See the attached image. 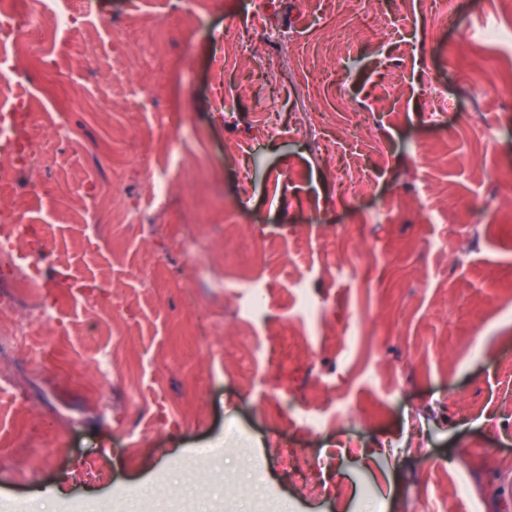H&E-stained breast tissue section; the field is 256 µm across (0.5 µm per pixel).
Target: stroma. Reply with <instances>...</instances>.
Returning <instances> with one entry per match:
<instances>
[{"label": "stroma", "mask_w": 512, "mask_h": 512, "mask_svg": "<svg viewBox=\"0 0 512 512\" xmlns=\"http://www.w3.org/2000/svg\"><path fill=\"white\" fill-rule=\"evenodd\" d=\"M184 2L54 0L53 10L95 31L97 51L48 77L31 58L30 78L13 84L45 129L26 221L43 226L46 246L79 275L61 299L78 332L57 345L55 367L29 351L25 409L0 385V512H502L498 487L512 479V208L486 228L473 226L470 210L512 193V47L486 37L512 26V14L501 0H454L443 27L433 0H383L374 42L323 78L312 62L317 34L339 21V0H269V25L300 35L274 69L224 56L227 26L249 35L252 0H204L191 27ZM138 16L165 25L159 57L141 54ZM473 59L502 78L498 95L474 98L463 77ZM333 77L343 102L328 91ZM104 100L111 110L96 111ZM314 112L333 119L316 136L299 134ZM360 112L374 116L371 138L343 140L340 128ZM60 123L95 154L59 141ZM165 132L176 150L151 157ZM234 141L246 152L225 159ZM359 156L378 171L348 206L330 164ZM147 157L156 180L173 186L159 211L142 179ZM492 167L504 173L495 185ZM106 178L121 193L93 240L76 202ZM393 195L419 200L418 210L376 222ZM132 198L151 220L144 229L122 222ZM343 225L371 254L355 272L325 259ZM252 234L279 253L246 251ZM184 235L197 239L203 265L189 287ZM147 250L163 256L161 267L144 270ZM275 263L271 288L284 295L302 282L328 317L271 308L252 345L225 364L220 334L235 297L215 283L225 267L262 280ZM104 282L116 324L88 301ZM324 324L336 349L302 350L280 368L278 343ZM116 325L125 333L118 347ZM104 349L115 351L123 380L103 385L105 408L89 411L83 388L61 374L96 381ZM198 372L206 389L197 398L187 377ZM353 403L364 418L349 415ZM215 445L224 455L204 457ZM280 448L321 458L316 480L344 484L348 495L305 496L279 466Z\"/></svg>", "instance_id": "1"}]
</instances>
